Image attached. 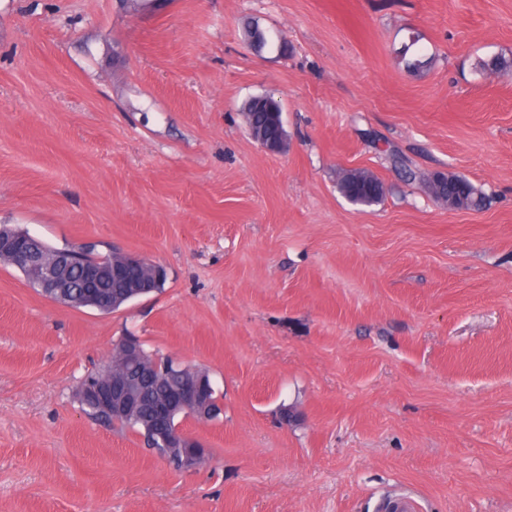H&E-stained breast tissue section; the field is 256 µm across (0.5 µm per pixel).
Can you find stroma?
Returning a JSON list of instances; mask_svg holds the SVG:
<instances>
[{
	"instance_id": "35a3bbf8",
	"label": "stroma",
	"mask_w": 512,
	"mask_h": 512,
	"mask_svg": "<svg viewBox=\"0 0 512 512\" xmlns=\"http://www.w3.org/2000/svg\"><path fill=\"white\" fill-rule=\"evenodd\" d=\"M501 53L512 0H0V225L166 271L103 314L0 263V512H512V70L474 71ZM263 94L286 152L247 132ZM126 336L210 375L192 474L81 409ZM243 39L256 52L262 53L271 43L269 31L259 21H250L242 29ZM280 113V105L272 96H253L242 106V114L249 131L275 125ZM336 185L343 197L353 205H378L386 195L384 183L366 170H344L339 173ZM463 178L456 174L435 173L424 179L431 195L443 205L452 209L480 210L487 202L486 193L467 180L465 189H460L459 182Z\"/></svg>"
}]
</instances>
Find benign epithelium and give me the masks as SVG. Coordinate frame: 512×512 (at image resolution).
Here are the masks:
<instances>
[{
    "instance_id": "1",
    "label": "benign epithelium",
    "mask_w": 512,
    "mask_h": 512,
    "mask_svg": "<svg viewBox=\"0 0 512 512\" xmlns=\"http://www.w3.org/2000/svg\"><path fill=\"white\" fill-rule=\"evenodd\" d=\"M13 246V260L26 268L29 285L41 289L43 294L57 301L65 299L71 288L66 278L67 270L72 262V254L62 250L49 263H37L32 260L31 253L37 244L32 236L8 238ZM154 268V278L164 274L163 268L144 257L126 254L119 260L112 261L105 274L94 270L84 272L82 298L92 304H103L112 300V282L138 286V291L148 293L152 284L145 281L147 266ZM171 374L179 380L165 388L163 394L152 403V419L154 436L158 444L169 449L160 457L173 469L179 472H191L201 464V445L181 426L174 423L177 414L193 415L200 408L209 405L214 388L211 381L194 373L176 357L170 359ZM161 385L151 372L140 371L128 376L121 371H112L99 380H93L85 386V392L92 402L93 408L104 417H112V412L120 409L122 403L130 395H140Z\"/></svg>"
}]
</instances>
